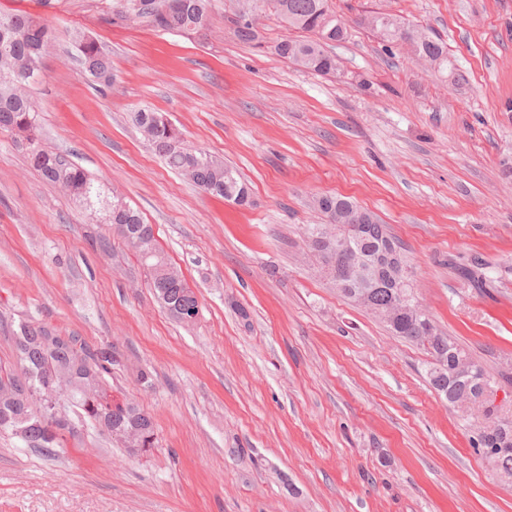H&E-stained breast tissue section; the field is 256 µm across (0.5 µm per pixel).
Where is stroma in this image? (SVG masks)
I'll list each match as a JSON object with an SVG mask.
<instances>
[{"label": "stroma", "instance_id": "1", "mask_svg": "<svg viewBox=\"0 0 512 512\" xmlns=\"http://www.w3.org/2000/svg\"><path fill=\"white\" fill-rule=\"evenodd\" d=\"M346 27L339 80L277 56L264 11L239 41L226 0L185 36L113 24L111 0H0L53 30L31 88L47 146L138 209L194 289L185 324L139 257L44 182L0 133V365L39 323L113 355L115 394L153 418L129 455L98 430L53 457L0 436V512H512V483L473 449L477 422L427 380L430 356L331 288L307 256L313 198L338 194L404 243L419 302L491 374L512 376V0H327ZM440 36L428 69L362 19ZM110 51L114 81L84 76L76 33ZM147 107L237 168L252 203L202 193L132 125ZM478 268L481 286L460 276ZM151 374L150 385L137 380Z\"/></svg>", "mask_w": 512, "mask_h": 512}]
</instances>
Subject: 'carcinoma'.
I'll use <instances>...</instances> for the list:
<instances>
[{
	"instance_id": "1",
	"label": "carcinoma",
	"mask_w": 512,
	"mask_h": 512,
	"mask_svg": "<svg viewBox=\"0 0 512 512\" xmlns=\"http://www.w3.org/2000/svg\"><path fill=\"white\" fill-rule=\"evenodd\" d=\"M275 9L286 29L311 32L310 39L287 37L274 50L280 57L306 69L330 74L336 69V57L326 46L341 41L344 36L336 29V21L325 23L327 0H264ZM239 0H229L233 17L234 35L243 42H257L260 33L256 21L242 18L237 11ZM211 0H113L112 21H133L148 27L196 33L210 18ZM399 17L383 14L377 19L373 32L384 42H393ZM411 31L413 53L426 57L442 68L448 65V52L438 38L408 26ZM52 31L31 14L23 11L0 15V131L14 134L15 142L33 140L39 150L28 154L32 166L41 177L60 186L83 208L102 205L110 225L121 224L127 235L124 243L140 257L146 266L150 284L162 307L177 318L193 321L199 313V302L182 273L167 261L159 249L153 227L143 222L131 207L122 208V195L112 192V199H99V181L85 170L76 167L63 156L42 144L39 137L37 111L30 94L20 91L21 76L32 69L40 59L43 47L52 42ZM97 40L80 34L75 48L81 65L91 64L93 72L87 76L94 82L108 86L113 79L111 55L97 52ZM133 124L141 131L149 146L173 171L183 175L203 192L222 197L234 203L250 196L246 184L238 180L235 170L223 160L185 144L182 132L161 114L150 108H138L131 113ZM322 204L315 208L328 221L350 223L347 213H361L367 217L363 253L378 254L386 243L398 248L401 262L409 266L402 244L393 237L387 225L378 221L370 211L353 201L337 195H321ZM398 337L422 347L431 356L427 371L432 387L446 400L478 391L486 386L494 388L497 382L482 365L470 361V375L462 376L453 366L455 357L466 352L451 336L436 326L432 317L388 325ZM13 341L20 369L0 367V434L24 430V440L47 456L63 447L64 437L75 435L85 426H93L112 434L114 426L141 428L143 445L155 447L156 433L152 417L138 404L129 401L126 408H112L110 374L112 358L106 352L90 354L75 336H61L44 325L22 323L13 332ZM67 381L68 397L63 416L56 417L45 399L52 378ZM493 445L500 449V471L512 477V419L499 422L491 432L480 433L475 451Z\"/></svg>"
}]
</instances>
